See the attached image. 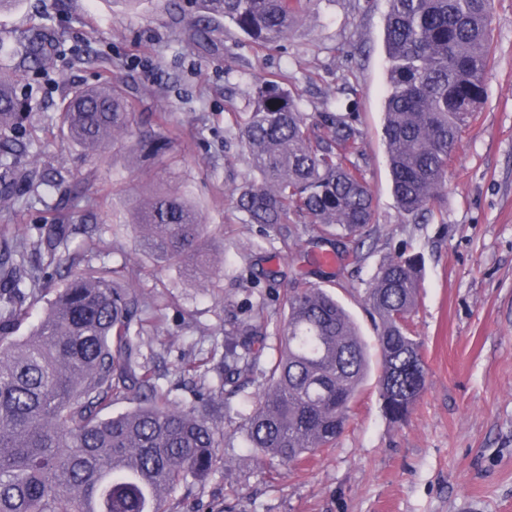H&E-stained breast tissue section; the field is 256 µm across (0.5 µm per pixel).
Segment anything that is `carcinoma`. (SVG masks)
I'll return each instance as SVG.
<instances>
[{
    "instance_id": "obj_1",
    "label": "carcinoma",
    "mask_w": 512,
    "mask_h": 512,
    "mask_svg": "<svg viewBox=\"0 0 512 512\" xmlns=\"http://www.w3.org/2000/svg\"><path fill=\"white\" fill-rule=\"evenodd\" d=\"M201 2L259 47L285 38L302 16V0ZM388 2L383 142L399 208L426 221L486 93L492 0ZM24 51L23 63L49 73L48 34L31 33ZM57 111L64 133L90 161L118 137L145 160L172 144L160 132L164 113L138 127L128 87L107 75L68 91ZM26 112L12 79L0 75V167L14 166L25 150L5 132L22 128ZM233 128L252 173L232 190L243 223L275 228L293 215L338 242L371 233L375 205L355 115H310L278 80L266 79L255 84L251 111ZM64 182L62 175L43 181L62 190V205L48 212L50 252L74 216L94 215L78 183L64 189ZM133 227L157 257L202 281L216 275L203 217L184 196L141 198ZM41 280L21 263L0 266V512H167L172 496L190 497L224 461L218 421L225 398L238 395L247 447L278 466H295L336 445L369 369V346L349 312L304 279L284 296L276 332L268 331L262 306L230 316L219 385L178 405L132 341L165 313L125 284L123 268L71 273L30 335L19 336ZM421 280L420 257L403 254L382 262L364 291L377 329L381 407L393 423L407 418L426 385L410 327ZM254 382L257 391L243 394ZM119 400L135 406L103 417Z\"/></svg>"
}]
</instances>
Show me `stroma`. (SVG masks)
Here are the masks:
<instances>
[{
	"label": "stroma",
	"mask_w": 512,
	"mask_h": 512,
	"mask_svg": "<svg viewBox=\"0 0 512 512\" xmlns=\"http://www.w3.org/2000/svg\"><path fill=\"white\" fill-rule=\"evenodd\" d=\"M387 0H306V13L281 42L260 48L233 24L209 16L199 0H22L0 14V65L18 68L16 91L32 112L23 136L29 154L14 171L45 175L66 167L96 198L100 240L73 225L49 255L43 203L0 210V246H21L27 261L53 271L55 256L76 254L93 268L124 265L133 288L165 312L141 351L179 404L193 400L179 383L184 359L224 355V320L248 300L266 296L270 324L280 299L304 277L336 296L368 344L374 320L363 292L380 263L400 253L422 255L423 278L411 328L422 343L427 378L404 423L385 418L378 362L334 447L294 468L257 458L236 434L239 403L221 427L232 439L227 466L198 487L194 501L173 498L169 512H512V0H494L492 58L479 117L462 136L448 170L440 220L414 223L391 191L382 140L387 88L383 46ZM63 34L50 75L23 67L20 40L33 27ZM209 29L207 41L192 38ZM128 84L142 112L165 113L177 146L162 163L136 170L128 144L116 140L98 160L83 161L60 128L55 104L68 86L97 83L102 63ZM286 74L305 112H353L365 141V179L375 201L371 237L358 263L318 267L304 251H335L304 225L287 220L295 241L278 230L260 235L235 208L234 188L251 177L230 132L233 115L251 108L261 79ZM176 190L207 224L218 277L200 282L144 252L132 226L140 196ZM262 250H252L253 241Z\"/></svg>",
	"instance_id": "stroma-1"
}]
</instances>
